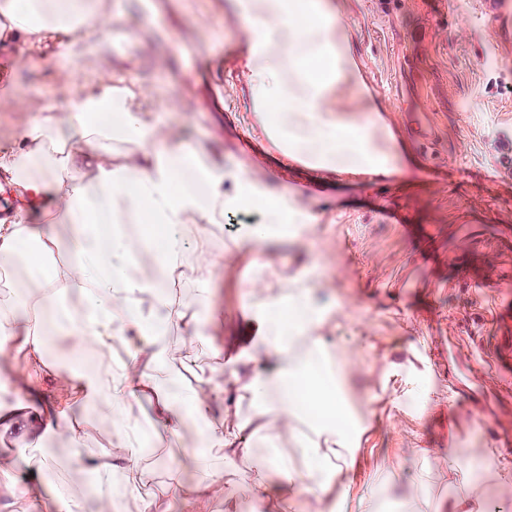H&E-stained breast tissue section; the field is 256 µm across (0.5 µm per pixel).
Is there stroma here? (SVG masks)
Listing matches in <instances>:
<instances>
[{"instance_id":"35a3bbf8","label":"stroma","mask_w":512,"mask_h":512,"mask_svg":"<svg viewBox=\"0 0 512 512\" xmlns=\"http://www.w3.org/2000/svg\"><path fill=\"white\" fill-rule=\"evenodd\" d=\"M329 0L332 20L344 21L373 73L392 89L386 109L425 113L434 128L433 157L467 169L447 191L415 184L389 192L371 186L352 193L339 211L329 202L290 204L291 235L272 240L255 255L246 228L265 221L262 209L237 206L245 229L209 227L217 258L210 307L196 320L168 326L162 368L180 387L200 381L222 389L216 415L253 416L254 403L239 399L249 376L270 373L273 359L251 340L273 290L313 274L328 278L317 289L320 333L339 349L360 354L361 372L351 382L358 410L356 433L336 445L321 477L323 488L283 482L269 473V489L256 500L252 464L270 450L262 432L251 447L224 449L220 493L198 499L192 512H337L373 495L378 512H454L466 494L449 484V466L490 460L481 470L476 512H512V457L497 454L512 439V364L494 389L474 378L482 364L512 356V322H497L498 304L512 299V244L501 242L497 224L512 220V47L496 44L480 18V0ZM114 26L110 56L112 91L142 101L143 118L168 142L222 166L225 191L249 173L250 156L238 144L256 132L258 109L246 52L224 59L231 0H95ZM71 32L43 38L26 64L14 68L10 102L0 104V154L13 149L22 130L41 112L69 116L58 105V78L69 66L60 54ZM194 112H174L179 99ZM402 210L391 224L380 204ZM197 352L184 368L179 353ZM314 417L302 415L295 438L276 452L303 471L302 444L314 438ZM193 430L154 445L134 476L133 495L118 512H142L158 484L179 481L190 489L199 473L192 456ZM27 484L30 493L9 502L5 487ZM95 482L78 466L66 440L43 448L35 437L0 431V505L7 512H56L57 494L80 496L94 512Z\"/></svg>"}]
</instances>
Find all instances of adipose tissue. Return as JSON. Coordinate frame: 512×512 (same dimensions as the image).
Wrapping results in <instances>:
<instances>
[{"instance_id": "ef3b65f1", "label": "adipose tissue", "mask_w": 512, "mask_h": 512, "mask_svg": "<svg viewBox=\"0 0 512 512\" xmlns=\"http://www.w3.org/2000/svg\"><path fill=\"white\" fill-rule=\"evenodd\" d=\"M249 2L254 33L267 46L264 56L252 63L255 90L264 110L273 113L278 128L287 132L289 148L327 165L369 162L370 147L360 131V119L328 108L335 87L305 69L308 59L324 60L332 54L334 37L325 21L326 5L322 0ZM0 16L25 37L76 25L81 42L108 43L90 0H0ZM111 109L112 96L107 93L82 101L70 118L74 131L93 150L95 179L77 177L74 156L60 149L58 125L50 115L23 132L22 147L0 155V168L19 178L23 191L50 196L56 223L67 229L62 237L38 224L0 225V256L29 257L38 285L24 312L0 307V349L17 354L45 350L49 333L39 312L41 302L46 296L65 294L81 308L76 322L61 331L66 355L75 362L88 356L95 359L93 368L72 377L70 395L63 401L51 397L44 369H17V382L45 408L32 416L19 407L0 410V427L25 425L41 438L65 436L77 450L82 437L70 419L73 405L109 420L112 450L101 458H80L82 467L96 476L97 512H112L130 492L128 485L114 481V473L140 469L139 428L128 413L131 402L154 397L168 437H179L187 426H195L203 446L194 457L205 463L192 490L197 498L213 491L210 464L223 448L248 447L251 436L249 420L213 417L215 391L197 387L171 398L154 357L143 354L162 327L185 317L157 295L158 278L176 275L173 257L189 246L198 257L195 274L206 280L216 264L207 227L222 223L225 208L250 194L249 180L238 176L236 193L225 194L223 171L210 166L202 172L200 192L181 189L188 151L166 144L128 102L122 114L125 134L143 146V158L112 168L109 125L102 120ZM32 143L41 145V154L29 151ZM130 223L160 225L166 235L160 240L131 235L126 231ZM188 223L197 231L189 243L179 234ZM64 249L72 260L60 272L47 261ZM313 288V283L296 282L283 297L267 303L260 342L277 367L273 374L254 375L243 387L255 402L270 385L281 388L279 404L260 414L264 438L273 448L287 439L302 401L320 408L322 430L329 436L343 439L355 429L345 386L357 371V355L324 345L311 303ZM146 294L154 295L155 303L145 309L141 303ZM117 340L125 346L126 358L116 367L112 346Z\"/></svg>"}]
</instances>
